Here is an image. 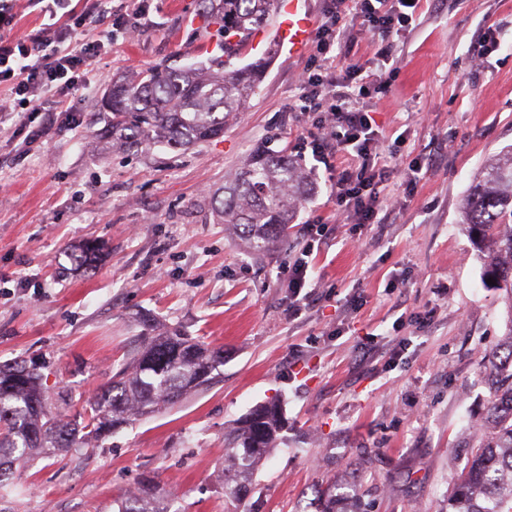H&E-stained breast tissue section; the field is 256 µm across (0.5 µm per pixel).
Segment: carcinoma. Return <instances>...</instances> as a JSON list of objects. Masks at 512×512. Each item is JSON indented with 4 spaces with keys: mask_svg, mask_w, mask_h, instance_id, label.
Here are the masks:
<instances>
[{
    "mask_svg": "<svg viewBox=\"0 0 512 512\" xmlns=\"http://www.w3.org/2000/svg\"><path fill=\"white\" fill-rule=\"evenodd\" d=\"M206 15L219 24L218 36L240 46L265 26L275 0H207ZM263 68L242 65L214 71L192 63L177 70H152L137 82L115 80L112 140L103 148L131 149L143 143L188 147L224 133V122L245 111ZM308 191L300 163L283 151L252 156L227 186L211 194L221 223L254 254L288 239V224ZM462 223L483 261V276L496 282L512 309V148L488 158L462 205ZM103 248L88 244L68 253L74 268H86ZM141 349L109 385L82 400V422L66 420L52 408L51 396L35 365L0 366V487L7 467L39 454L103 439L184 396L208 388L221 374L224 350L141 322ZM486 376L493 389L487 432L448 499V512H512V326L488 353ZM282 430L275 403L261 405L228 438L224 458V496L241 503L255 473ZM117 512H170L169 505L129 492Z\"/></svg>",
    "mask_w": 512,
    "mask_h": 512,
    "instance_id": "carcinoma-1",
    "label": "carcinoma"
}]
</instances>
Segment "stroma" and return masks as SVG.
Returning <instances> with one entry per match:
<instances>
[{
    "label": "stroma",
    "mask_w": 512,
    "mask_h": 512,
    "mask_svg": "<svg viewBox=\"0 0 512 512\" xmlns=\"http://www.w3.org/2000/svg\"><path fill=\"white\" fill-rule=\"evenodd\" d=\"M418 13L394 39L395 75L365 100L393 170L387 191L404 202L382 224L343 223L304 150L315 131L300 112L305 53L268 47L264 79L220 137L94 147L112 81L216 59L201 0H160L138 37L106 45L67 100L79 124L59 113L62 131L30 144L42 113L0 125V365L40 364L54 406L73 415L137 351L139 315L224 350L209 389L16 466L0 512H115L148 480L174 494V512H228L225 439L274 401L284 440L243 512H321L329 492L360 512H448L486 417L485 354L505 331L460 209L485 158L512 145V0H423ZM489 27L501 46L476 60ZM264 147L301 161L310 189L287 242L255 259L218 224L210 193ZM317 218L328 244L312 252ZM88 241L108 255L73 272L67 252ZM303 255L316 288L293 318L285 282Z\"/></svg>",
    "instance_id": "35a3bbf8"
}]
</instances>
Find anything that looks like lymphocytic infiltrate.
<instances>
[{
	"label": "lymphocytic infiltrate",
	"instance_id": "obj_1",
	"mask_svg": "<svg viewBox=\"0 0 512 512\" xmlns=\"http://www.w3.org/2000/svg\"><path fill=\"white\" fill-rule=\"evenodd\" d=\"M111 0H27L48 21L33 34L16 29L15 0H0V85L7 86L15 108L44 111L46 97L66 101L78 91L77 74L98 58L103 42L87 29L90 20L108 21L118 36L128 37L148 19L152 0H128L113 14ZM406 0H327V20L313 40L311 65L299 78L302 98L314 112L316 133L309 142L314 160L335 171L336 212L350 224H374L382 210L401 202L384 197L390 168L370 110L361 100L370 86L387 84L393 73L394 33L410 25ZM371 33L383 43L373 61L338 66L334 45ZM351 153L353 167L336 170L332 154Z\"/></svg>",
	"mask_w": 512,
	"mask_h": 512
}]
</instances>
